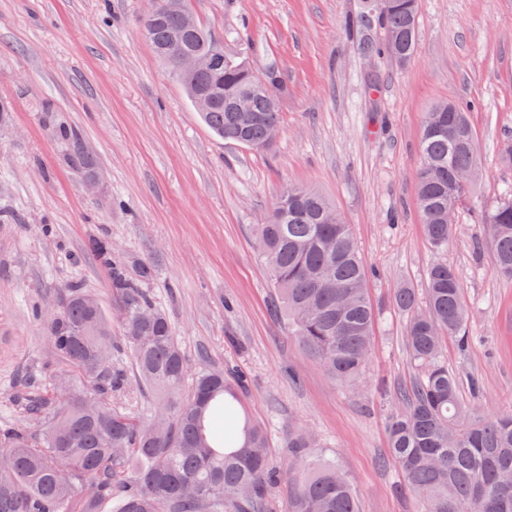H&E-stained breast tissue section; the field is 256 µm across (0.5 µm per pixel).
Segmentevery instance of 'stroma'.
<instances>
[{
    "mask_svg": "<svg viewBox=\"0 0 512 512\" xmlns=\"http://www.w3.org/2000/svg\"><path fill=\"white\" fill-rule=\"evenodd\" d=\"M360 0H190L225 55L255 72L277 64L287 92L269 150L229 144L195 112L157 60L140 20L149 0H0V429L25 426L22 373L44 393L82 383L50 346L66 286L95 294L119 328L110 274L90 248L107 240L169 318L188 370L240 379L239 416L263 426L274 464L292 460L288 431L314 433L313 459L348 476L359 512H421L401 492L388 445L399 391L415 372L397 288H426L429 267L452 265L469 306V343L442 358L459 398L484 413L512 410V280L494 267L482 214L512 186L497 157L512 140V0H421L419 38L404 65L361 54L341 30ZM469 107L482 175L458 207L448 248L433 251L416 205L423 118ZM53 104L98 164L96 189L64 162L44 124ZM292 185L326 196L351 225L375 311L364 378L334 382L273 311L254 226ZM110 403L147 415L156 399L128 351ZM479 379L472 391L471 379Z\"/></svg>",
    "mask_w": 512,
    "mask_h": 512,
    "instance_id": "stroma-1",
    "label": "stroma"
}]
</instances>
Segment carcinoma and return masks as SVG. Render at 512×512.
Here are the masks:
<instances>
[{"instance_id":"cac0c4a2","label":"carcinoma","mask_w":512,"mask_h":512,"mask_svg":"<svg viewBox=\"0 0 512 512\" xmlns=\"http://www.w3.org/2000/svg\"><path fill=\"white\" fill-rule=\"evenodd\" d=\"M185 0H151L140 24L154 52L182 84L215 135L256 149L271 145L280 122L278 87L263 83L246 60L224 55L199 23H189ZM419 0H364L346 17L345 34L368 56L386 52L408 62L418 42ZM387 36L379 43L372 32ZM194 54L207 65L180 73L176 56ZM246 93L250 111L233 99ZM45 121L67 145V161L96 180L82 134L44 109ZM481 170L469 115L445 102L426 114L417 170V204L424 235L436 251L448 248L456 210ZM498 273L512 277V191L483 217ZM277 308L311 357L344 385L361 381L371 350L375 312L365 288V260L351 225L315 190L292 186L273 213L255 225ZM111 271L112 296L122 305L120 341L140 383L158 395L150 418L113 408L124 374L109 367L115 339L98 298L77 285L66 290L60 318L48 336L54 350L87 379L63 384L57 395L31 402L30 415L48 419L37 437L27 428L0 429V512H99L115 498L120 512H266L281 471L266 452L257 424L243 426L236 443L238 398L224 371L200 370L187 382L185 355L166 314L131 278L103 240L92 244ZM409 316L407 350L420 371L405 390V410L392 416L389 448L423 512H512V411L482 415L459 402L456 377L440 359L443 339L461 345L469 313L456 271L433 264L425 305L415 290L396 291ZM315 438L288 432V447ZM287 512H359L349 480L332 462L303 461Z\"/></svg>"}]
</instances>
